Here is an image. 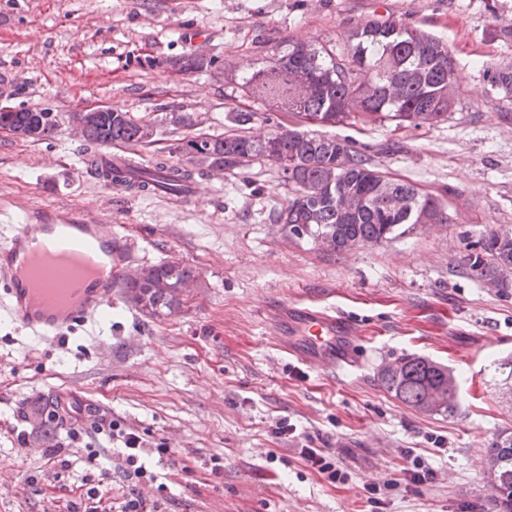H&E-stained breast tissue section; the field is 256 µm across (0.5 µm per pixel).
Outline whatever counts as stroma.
I'll use <instances>...</instances> for the list:
<instances>
[{
  "instance_id": "35a3bbf8",
  "label": "stroma",
  "mask_w": 512,
  "mask_h": 512,
  "mask_svg": "<svg viewBox=\"0 0 512 512\" xmlns=\"http://www.w3.org/2000/svg\"><path fill=\"white\" fill-rule=\"evenodd\" d=\"M388 17L448 44L451 114L417 130L344 123L325 134L437 194L447 223L332 254L268 222L288 199L273 166L195 177V196L177 203L107 189L83 163L70 113L190 117L121 149L146 165L177 163L176 140L236 132L238 112L263 130L265 106L235 90L231 70L259 64L281 38L336 45L358 21ZM191 53L216 67L170 66ZM504 63L512 0H0L12 105L61 117L49 140L0 133V237L44 211L92 219L125 237L132 269L175 258L196 274L183 306L161 319L117 290L112 324L92 341L37 342L0 323V512H118L132 492L148 512H374L369 486L406 467L408 448L433 476L394 491L383 512H490L485 455L512 432V275L503 288L471 280L462 258L484 232L512 229V96L491 86ZM310 299L353 321L359 369L310 371L270 340L273 308ZM404 355L453 370L455 416L383 388L382 366ZM70 391L140 436L146 475L96 418L69 439L51 412L53 394ZM283 419L293 435H277ZM308 440L335 452L346 482L304 463Z\"/></svg>"
}]
</instances>
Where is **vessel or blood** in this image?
<instances>
[{
	"instance_id": "1",
	"label": "vessel or blood",
	"mask_w": 512,
	"mask_h": 512,
	"mask_svg": "<svg viewBox=\"0 0 512 512\" xmlns=\"http://www.w3.org/2000/svg\"><path fill=\"white\" fill-rule=\"evenodd\" d=\"M129 259L127 241L101 224L16 225L0 242L5 317L33 336L58 338L75 329L96 335L117 286L128 277ZM290 323L300 326V337L281 339L278 346L296 362L314 371L358 367L348 318L317 306H290L280 310L275 333L282 335Z\"/></svg>"
}]
</instances>
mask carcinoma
<instances>
[{
	"mask_svg": "<svg viewBox=\"0 0 512 512\" xmlns=\"http://www.w3.org/2000/svg\"><path fill=\"white\" fill-rule=\"evenodd\" d=\"M180 69L209 71L214 59L187 56L174 61ZM240 94L263 101L288 120L272 122L253 134L244 126L255 113L236 117L241 131L227 135L198 134L179 140L173 151L205 169L233 171L256 162H268L288 184V200L269 220L286 224L295 238L329 243L332 253L349 250L355 242L379 244L402 237L417 224H445V204L437 195L405 180L392 178L370 163L348 140L326 137L315 126H334L348 120L419 129L448 119L456 77L451 50L441 39L394 19L372 18L352 26L343 48L310 43L290 36L270 47L261 65L233 75ZM492 86L512 94V67L495 69ZM28 132L33 139L52 137L59 115L49 108L4 107L0 126ZM155 123L129 112L98 113L85 140L93 145H137L148 141L146 130ZM128 190L142 193L175 189L188 183L194 171L176 165L154 167L139 179L114 168L98 173ZM470 276L505 286L512 272V237L491 231L480 236L463 256ZM154 277L169 289H152L131 279L124 283L128 300L162 318L183 305L179 286L195 279L193 270L179 261L152 266ZM380 381L403 404L421 412L456 413L458 384L447 366L421 356H404L380 370ZM494 512H512V433L502 434L486 458Z\"/></svg>",
	"mask_w": 512,
	"mask_h": 512,
	"instance_id": "cac0c4a2",
	"label": "carcinoma"
}]
</instances>
